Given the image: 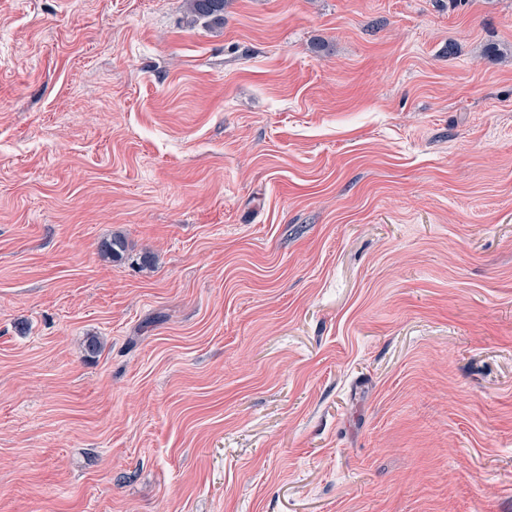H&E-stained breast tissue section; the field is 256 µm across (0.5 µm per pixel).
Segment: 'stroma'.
<instances>
[{"label":"stroma","mask_w":512,"mask_h":512,"mask_svg":"<svg viewBox=\"0 0 512 512\" xmlns=\"http://www.w3.org/2000/svg\"><path fill=\"white\" fill-rule=\"evenodd\" d=\"M0 512H512V0H0ZM189 11L194 21L223 24L227 0H188Z\"/></svg>","instance_id":"35a3bbf8"}]
</instances>
